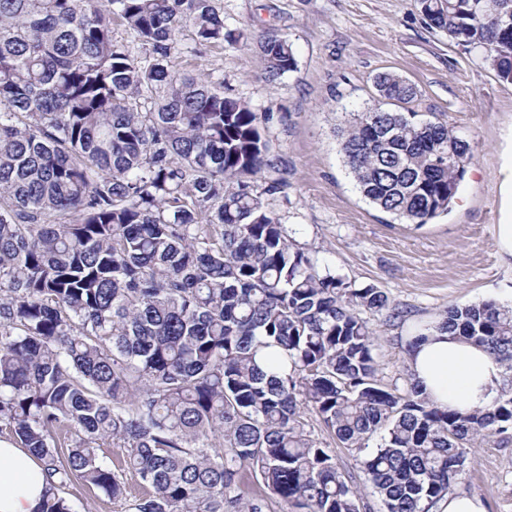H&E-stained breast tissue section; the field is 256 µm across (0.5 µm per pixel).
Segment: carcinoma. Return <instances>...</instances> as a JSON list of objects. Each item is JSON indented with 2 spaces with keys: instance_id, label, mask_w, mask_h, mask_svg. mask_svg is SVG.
Listing matches in <instances>:
<instances>
[{
  "instance_id": "1",
  "label": "carcinoma",
  "mask_w": 512,
  "mask_h": 512,
  "mask_svg": "<svg viewBox=\"0 0 512 512\" xmlns=\"http://www.w3.org/2000/svg\"><path fill=\"white\" fill-rule=\"evenodd\" d=\"M420 4L512 83V0ZM186 29L195 53L239 41L214 0H0V431L44 466L38 512H74L59 495L73 481L122 512H366L307 407L383 512H429L472 448L512 438V303L452 305L433 325L502 365L490 406L381 384L362 313L404 311L288 238L251 184L269 165L257 113L170 69ZM258 50L270 81L296 68L275 31ZM376 87L336 123L343 162L374 207L427 224L474 146L387 108L417 97L401 77ZM307 419L310 424L308 428L311 427L313 437L319 441H323L327 446H329V448H334L336 451L337 462L340 466L353 472L357 478V482L363 486V474L356 467L355 461L352 456L349 455L348 451L340 447L338 441L333 439L330 433H328L324 426L317 420L314 413L307 412Z\"/></svg>"
}]
</instances>
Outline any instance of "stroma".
Segmentation results:
<instances>
[{
    "label": "stroma",
    "instance_id": "1",
    "mask_svg": "<svg viewBox=\"0 0 512 512\" xmlns=\"http://www.w3.org/2000/svg\"><path fill=\"white\" fill-rule=\"evenodd\" d=\"M238 44L188 51L174 72L201 74L248 103L269 145L270 167L254 183L288 236L320 268L359 286L374 285L404 320L371 313L378 374L388 386L409 379L406 341L449 306L512 301V263L495 237L499 168L512 150V83L500 81L479 52L465 51L430 26L420 0H216ZM274 31L291 41L297 68L270 82L257 39ZM414 85L410 110L448 122L471 139L474 157L448 213L430 223L397 224L357 191L339 153L338 118L377 100L378 73ZM276 192H268L270 184ZM457 491L487 512H512V443L476 448Z\"/></svg>",
    "mask_w": 512,
    "mask_h": 512
}]
</instances>
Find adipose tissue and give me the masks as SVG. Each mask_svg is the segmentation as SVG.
Instances as JSON below:
<instances>
[{
  "label": "adipose tissue",
  "instance_id": "1",
  "mask_svg": "<svg viewBox=\"0 0 512 512\" xmlns=\"http://www.w3.org/2000/svg\"><path fill=\"white\" fill-rule=\"evenodd\" d=\"M407 362L414 382L442 409L488 405L503 372L484 349L433 330L408 349ZM45 486L40 461L21 445L0 440V512H36Z\"/></svg>",
  "mask_w": 512,
  "mask_h": 512
}]
</instances>
